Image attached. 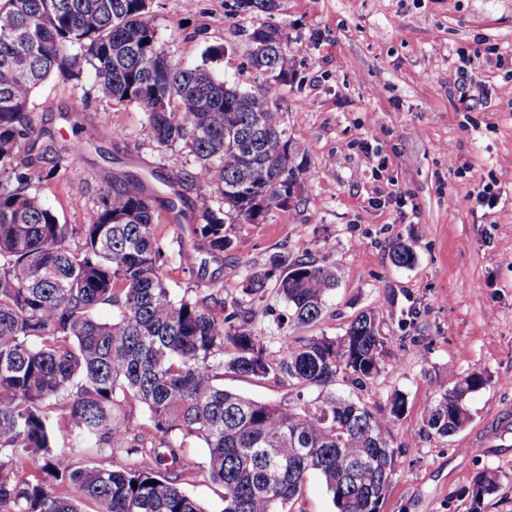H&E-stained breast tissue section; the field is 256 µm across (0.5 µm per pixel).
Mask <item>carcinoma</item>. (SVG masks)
<instances>
[{
  "label": "carcinoma",
  "mask_w": 512,
  "mask_h": 512,
  "mask_svg": "<svg viewBox=\"0 0 512 512\" xmlns=\"http://www.w3.org/2000/svg\"><path fill=\"white\" fill-rule=\"evenodd\" d=\"M239 11L268 14L278 0H236ZM249 60L278 83L292 68L281 31L248 36ZM113 102L143 108L155 141L181 144L194 158L178 183L200 202L189 269L206 268L233 245L228 224H251L288 204L304 170L273 86L254 95L216 78L206 64L172 62L148 0H0V512H210L184 488L192 465L188 438L208 450L209 477L223 488L220 512H298L303 484L321 475L336 512H379L397 452L386 421L336 394V378L363 384L378 376L385 336L373 311L341 336L280 338L278 354L254 329L253 309L226 308L217 291L175 297L165 282L168 255L157 229L163 207L142 181L106 191L87 224L59 222L35 184L54 178L61 159L36 133L29 105L54 77H78V57ZM24 158H19L20 152ZM305 248L274 253L248 274L242 293L272 292L297 327L319 321L337 285L333 268ZM412 247L392 245L398 267ZM112 308V318L98 316ZM233 373L294 386L278 403L224 388ZM486 379L463 376L437 400L429 427L451 435L468 419L466 400ZM149 415L158 443L143 446L129 404ZM107 446L122 461L63 465L58 450ZM500 484L483 470L472 512Z\"/></svg>",
  "instance_id": "1"
}]
</instances>
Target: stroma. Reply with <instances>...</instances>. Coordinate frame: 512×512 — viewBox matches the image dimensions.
<instances>
[{"label": "stroma", "instance_id": "35a3bbf8", "mask_svg": "<svg viewBox=\"0 0 512 512\" xmlns=\"http://www.w3.org/2000/svg\"><path fill=\"white\" fill-rule=\"evenodd\" d=\"M150 8L174 62L199 65L220 45L217 77L266 87L248 61L253 20L236 0ZM261 20L282 31L294 57L274 99L291 138L308 147L311 173L288 206L229 226L234 245L206 273L170 262L168 287H213L230 306L250 270L308 243L311 259L339 278L322 320L282 326L259 302L254 328L274 353L280 336H337L361 312H378L387 338L379 375L361 387L337 379L336 391L382 416L395 396L405 401L390 425L397 469L380 512H471L468 492L486 469L501 481L481 512H512V0H281ZM462 51L478 64H462ZM30 112L58 151L83 142L79 159L39 190L63 222L89 223L103 193L130 174L167 198L160 175L193 163L182 145L154 141L139 104L106 97L86 64L77 80H48ZM102 126L120 137L98 139ZM482 184L493 197L478 200ZM400 240L413 246L411 266L391 261ZM472 372L488 382L470 396L466 424L436 434L428 405ZM184 454L187 491L220 512L206 448L190 439Z\"/></svg>", "mask_w": 512, "mask_h": 512}]
</instances>
